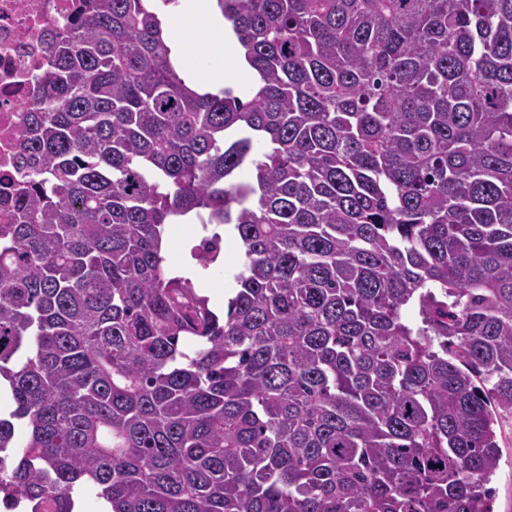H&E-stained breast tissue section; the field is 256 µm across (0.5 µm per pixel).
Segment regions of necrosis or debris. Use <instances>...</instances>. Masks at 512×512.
<instances>
[{"mask_svg": "<svg viewBox=\"0 0 512 512\" xmlns=\"http://www.w3.org/2000/svg\"><path fill=\"white\" fill-rule=\"evenodd\" d=\"M78 0H0V180L16 175L18 132L34 106L33 84L46 61V33Z\"/></svg>", "mask_w": 512, "mask_h": 512, "instance_id": "obj_1", "label": "necrosis or debris"}]
</instances>
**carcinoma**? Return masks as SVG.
<instances>
[{"instance_id":"obj_1","label":"carcinoma","mask_w":512,"mask_h":512,"mask_svg":"<svg viewBox=\"0 0 512 512\" xmlns=\"http://www.w3.org/2000/svg\"><path fill=\"white\" fill-rule=\"evenodd\" d=\"M217 5L244 91L184 83L162 22L182 0H79L47 33L0 224V495L493 512L512 0ZM191 216L210 235L177 270L163 242ZM222 227L244 249L223 318L199 291Z\"/></svg>"}]
</instances>
